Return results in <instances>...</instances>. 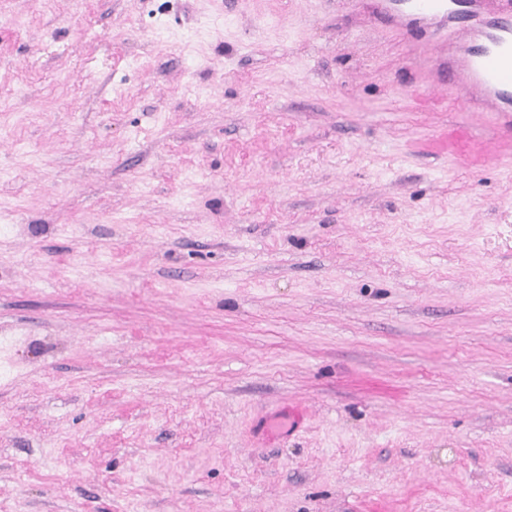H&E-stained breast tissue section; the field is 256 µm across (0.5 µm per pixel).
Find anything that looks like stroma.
<instances>
[{
    "label": "stroma",
    "instance_id": "1",
    "mask_svg": "<svg viewBox=\"0 0 512 512\" xmlns=\"http://www.w3.org/2000/svg\"><path fill=\"white\" fill-rule=\"evenodd\" d=\"M0 512H512L499 114L360 0H0Z\"/></svg>",
    "mask_w": 512,
    "mask_h": 512
}]
</instances>
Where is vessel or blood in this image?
<instances>
[{"label":"vessel or blood","instance_id":"vessel-or-blood-1","mask_svg":"<svg viewBox=\"0 0 512 512\" xmlns=\"http://www.w3.org/2000/svg\"><path fill=\"white\" fill-rule=\"evenodd\" d=\"M458 17L454 0H374L375 20L404 28L438 84L478 110L501 113L512 129V0H468Z\"/></svg>","mask_w":512,"mask_h":512}]
</instances>
